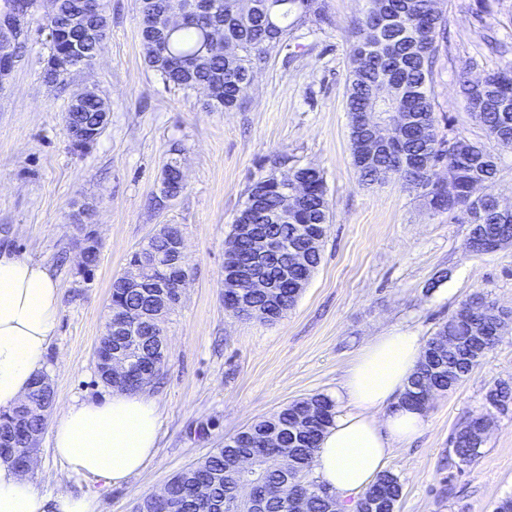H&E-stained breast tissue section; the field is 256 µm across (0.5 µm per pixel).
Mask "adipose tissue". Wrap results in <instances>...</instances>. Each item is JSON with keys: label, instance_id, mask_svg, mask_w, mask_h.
Instances as JSON below:
<instances>
[{"label": "adipose tissue", "instance_id": "1", "mask_svg": "<svg viewBox=\"0 0 512 512\" xmlns=\"http://www.w3.org/2000/svg\"><path fill=\"white\" fill-rule=\"evenodd\" d=\"M59 282L43 263L0 249V410L26 396L57 332ZM419 336L392 330L370 338L350 361L336 396L332 426L316 452L315 474L342 497L366 491L393 449L423 431L425 412L400 397L422 353ZM161 428L157 401L145 391L113 389L103 402L62 409L52 452L78 476L118 486L156 457ZM95 498L46 490L0 461V512H97Z\"/></svg>", "mask_w": 512, "mask_h": 512}]
</instances>
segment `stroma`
I'll use <instances>...</instances> for the list:
<instances>
[{"label":"stroma","mask_w":512,"mask_h":512,"mask_svg":"<svg viewBox=\"0 0 512 512\" xmlns=\"http://www.w3.org/2000/svg\"><path fill=\"white\" fill-rule=\"evenodd\" d=\"M105 53L74 72L66 91L40 73L44 36L28 49L0 90V247L48 265L61 290L57 335L43 372L55 408L100 402L94 351L114 279L130 255L163 225L186 240L191 277L165 321L166 365L150 390L161 407L154 462L120 486L71 475L41 436L35 475L61 489L95 496L100 512H131L144 496L220 447L254 419L314 394L334 395L369 338L400 329L430 338L472 293L512 308V246L469 252L470 227L430 215L397 180L366 186L349 149L345 108L353 23L365 0H318L327 23L307 22L255 69L240 108L207 111L203 98L165 86L148 67L137 0H106ZM448 50L433 75L438 115L450 129L498 159L496 193L512 202V147L490 138L468 111L457 75L479 77L512 62L491 53L485 30L512 34V0H439ZM95 90L108 123L85 153L73 152L63 115L71 93ZM179 148L186 188L161 200L164 167ZM288 153L326 175L333 218L322 260L296 305L279 321L245 320L224 308V249L251 177L264 160ZM93 211L100 242L89 277L77 273L78 232L71 215ZM512 382V330L454 390L436 395L427 425L396 449L387 469L398 476L396 512H494L512 496V410L497 414L480 456L448 465L457 427L485 410V393Z\"/></svg>","instance_id":"stroma-1"}]
</instances>
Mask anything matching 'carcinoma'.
I'll return each mask as SVG.
<instances>
[{
  "instance_id": "cac0c4a2",
  "label": "carcinoma",
  "mask_w": 512,
  "mask_h": 512,
  "mask_svg": "<svg viewBox=\"0 0 512 512\" xmlns=\"http://www.w3.org/2000/svg\"><path fill=\"white\" fill-rule=\"evenodd\" d=\"M190 0H138V10L145 12L160 5L184 10ZM218 16L206 21H190L173 33L164 47V40L152 29H139L147 65L167 86L188 91L208 88L205 108L229 112L240 105V82L253 72L256 62L266 59L284 41L290 31L312 16L322 18L318 0H213ZM76 4L94 10L100 20L101 32L90 45V58L99 57L107 41L109 18L98 0H56L59 14L66 15ZM438 0H368L364 16L355 26L356 40L352 47L353 67L349 75L346 101L352 118L351 155L362 183L381 184L394 172L404 188L421 198L432 213H446L448 218L470 225L466 247L475 254H488L500 246L512 244V209L499 204L494 191L497 175L495 158L479 143L460 133L447 135L440 127L435 110L432 83L434 67L440 51L448 43L447 22L437 7ZM224 25V53L210 51L209 26ZM461 94L474 119L489 137L512 145V65L488 72L473 81L468 71L459 76ZM378 108L388 113H403L401 123L389 131L388 151L368 157L363 148L368 136L364 118ZM105 104L92 99L75 111L74 121L90 134L71 142L76 152L88 150L96 141L94 133L103 123ZM288 165V190L304 184L295 210L288 213V223L269 224L272 237L293 239L303 243L305 225L330 224V202L323 170L310 165H291L286 154L268 159L267 168L249 181L245 201L234 223L252 222L251 207L260 200L269 210L281 206L280 192L267 176L279 173ZM185 189L180 167L175 158L165 165L161 193L166 199L179 196ZM302 271L288 268V277L276 279L279 298L255 294L249 301L253 309L266 314L264 323L281 319L296 302L297 280ZM142 298L119 280L111 285V308L137 307ZM463 304H470L475 316L453 312L426 343L419 364L409 378L404 395L410 400L419 393L425 374L441 368L439 387L447 391L467 378L492 350L493 344L478 346L476 336L485 320H497L504 329L512 325V312L500 309L481 293H474ZM453 340L452 346L441 344V337ZM316 404L322 419L308 427L294 430L299 410L294 401L279 412L255 420L245 429L224 440V448L212 452L169 478L170 494L176 512H248L246 499L239 495L240 455L259 448L265 436L279 438V451L294 459L291 478L306 495L307 512H333L336 502L325 497L328 489L309 478L314 467L315 452L322 434L332 424L335 402L325 394L307 398ZM486 407L504 411L512 405V384L497 382L485 395ZM14 412L0 413V444L18 448L22 437L13 423ZM476 419L462 423L450 438V464L468 466L481 454L485 439L474 428ZM281 477L267 472L256 479L253 493L263 502L267 512H296V508L280 501L275 487ZM199 482L214 485L209 500L194 494ZM374 486L381 502L380 512H392L402 494L398 476L385 471Z\"/></svg>"
}]
</instances>
